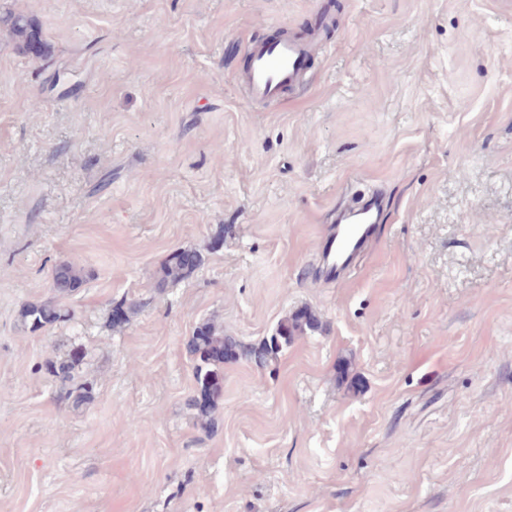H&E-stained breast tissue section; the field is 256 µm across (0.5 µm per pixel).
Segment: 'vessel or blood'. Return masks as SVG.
I'll list each match as a JSON object with an SVG mask.
<instances>
[{"label":"vessel or blood","mask_w":512,"mask_h":512,"mask_svg":"<svg viewBox=\"0 0 512 512\" xmlns=\"http://www.w3.org/2000/svg\"><path fill=\"white\" fill-rule=\"evenodd\" d=\"M316 49L314 42L284 35L256 45L241 79L246 99L267 103L285 91L303 88L307 60ZM380 208V199L373 196L365 203L348 209L351 223L337 227L330 241L336 254L354 253L361 249Z\"/></svg>","instance_id":"b4317fda"}]
</instances>
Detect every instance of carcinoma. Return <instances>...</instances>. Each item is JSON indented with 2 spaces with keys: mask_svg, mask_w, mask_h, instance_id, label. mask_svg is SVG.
Listing matches in <instances>:
<instances>
[{
  "mask_svg": "<svg viewBox=\"0 0 512 512\" xmlns=\"http://www.w3.org/2000/svg\"><path fill=\"white\" fill-rule=\"evenodd\" d=\"M0 21L10 26L19 49L35 54L44 52V43L29 18L22 14H9ZM201 262L202 255L195 250L175 251L165 264L162 281L181 280L199 267ZM82 279V269L74 263H63L55 268L54 282L61 290L78 287ZM23 316L32 328L39 329L58 321L64 313L55 306L30 305L24 309ZM315 323L316 319L311 313H296L283 320L273 336L252 347H244L236 340L220 334L212 325L201 326L191 341L192 352L197 356L195 377L199 386V395L191 399L192 407L202 414L208 413L218 391L219 370L224 360L245 357L260 365H266L296 336L315 328Z\"/></svg>",
  "mask_w": 512,
  "mask_h": 512,
  "instance_id": "obj_1",
  "label": "carcinoma"
}]
</instances>
